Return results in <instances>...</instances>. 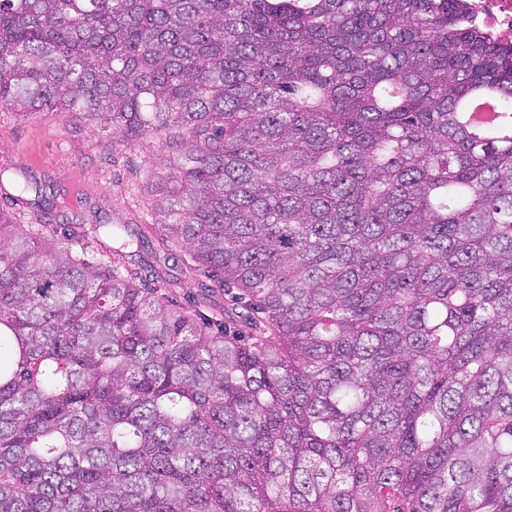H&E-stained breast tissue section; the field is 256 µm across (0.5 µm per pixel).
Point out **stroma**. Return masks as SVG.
<instances>
[{
	"label": "stroma",
	"mask_w": 512,
	"mask_h": 512,
	"mask_svg": "<svg viewBox=\"0 0 512 512\" xmlns=\"http://www.w3.org/2000/svg\"><path fill=\"white\" fill-rule=\"evenodd\" d=\"M165 134L137 144L112 140L109 133L74 126L60 117L16 119L0 109V163L22 158L20 173L0 182V209L33 213L46 224H150L148 191L163 160L171 156ZM50 180L54 195L32 210L18 200L24 174ZM189 256L174 247L153 259L162 276L176 279L174 292L187 309L203 314L222 311L228 299L207 292L185 273Z\"/></svg>",
	"instance_id": "obj_1"
}]
</instances>
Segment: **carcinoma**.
I'll use <instances>...</instances> for the list:
<instances>
[{"mask_svg": "<svg viewBox=\"0 0 512 512\" xmlns=\"http://www.w3.org/2000/svg\"><path fill=\"white\" fill-rule=\"evenodd\" d=\"M480 92L512 125L465 0H0L1 108L175 150L155 224L0 210V512H512ZM173 245L224 318L131 262ZM493 112H495L494 97L491 93H484L464 102L458 115L463 126L471 127L486 137L510 139L511 126L493 124L489 121Z\"/></svg>", "mask_w": 512, "mask_h": 512, "instance_id": "obj_1", "label": "carcinoma"}]
</instances>
